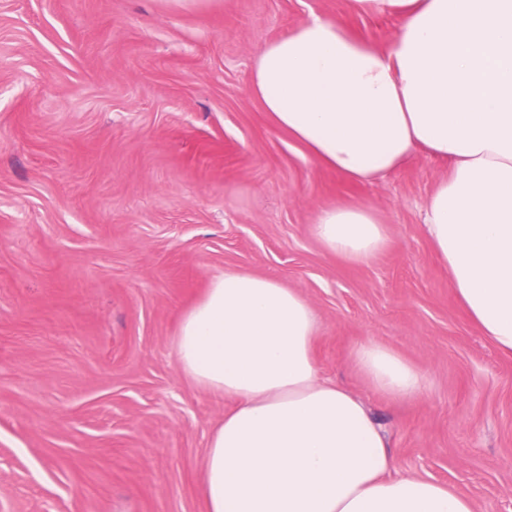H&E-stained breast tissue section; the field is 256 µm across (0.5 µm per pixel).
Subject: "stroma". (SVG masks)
Returning <instances> with one entry per match:
<instances>
[{
    "instance_id": "stroma-1",
    "label": "stroma",
    "mask_w": 512,
    "mask_h": 512,
    "mask_svg": "<svg viewBox=\"0 0 512 512\" xmlns=\"http://www.w3.org/2000/svg\"><path fill=\"white\" fill-rule=\"evenodd\" d=\"M319 16L384 48L401 19L349 0H0V512H203L230 403L180 372L177 322L244 270L296 289L320 374L359 395L401 473L512 512V355L461 310L422 221L446 173L319 166L250 93L271 40ZM368 203L391 245L328 255L319 208ZM382 344L422 389L375 392ZM354 360L371 386L394 398L414 395L423 384V376L412 364L391 349L373 342L354 351Z\"/></svg>"
}]
</instances>
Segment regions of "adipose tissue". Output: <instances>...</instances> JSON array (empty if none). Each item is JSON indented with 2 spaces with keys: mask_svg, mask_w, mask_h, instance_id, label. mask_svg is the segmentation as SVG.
I'll return each mask as SVG.
<instances>
[{
  "mask_svg": "<svg viewBox=\"0 0 512 512\" xmlns=\"http://www.w3.org/2000/svg\"><path fill=\"white\" fill-rule=\"evenodd\" d=\"M401 20L380 49L314 17L255 59L251 93L319 165L370 181L416 151L448 174L424 208L436 257L469 319L512 354V0H350ZM323 249L363 263L391 243L364 203L321 209ZM317 322L295 289L232 270L181 316L180 370L232 406L211 431L204 512H477L462 490L398 474L363 401L323 378ZM354 360L381 394L405 398L423 376L373 342Z\"/></svg>",
  "mask_w": 512,
  "mask_h": 512,
  "instance_id": "1",
  "label": "adipose tissue"
}]
</instances>
